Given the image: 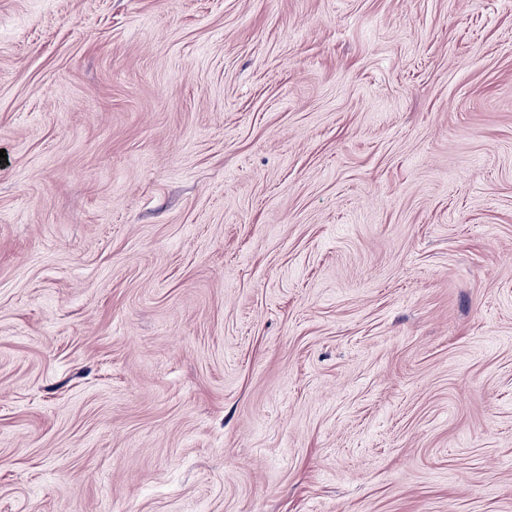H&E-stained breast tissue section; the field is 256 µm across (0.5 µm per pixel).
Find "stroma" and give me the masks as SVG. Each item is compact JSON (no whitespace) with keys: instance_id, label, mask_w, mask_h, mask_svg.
Listing matches in <instances>:
<instances>
[{"instance_id":"1","label":"stroma","mask_w":512,"mask_h":512,"mask_svg":"<svg viewBox=\"0 0 512 512\" xmlns=\"http://www.w3.org/2000/svg\"><path fill=\"white\" fill-rule=\"evenodd\" d=\"M0 512H512V0H0Z\"/></svg>"}]
</instances>
